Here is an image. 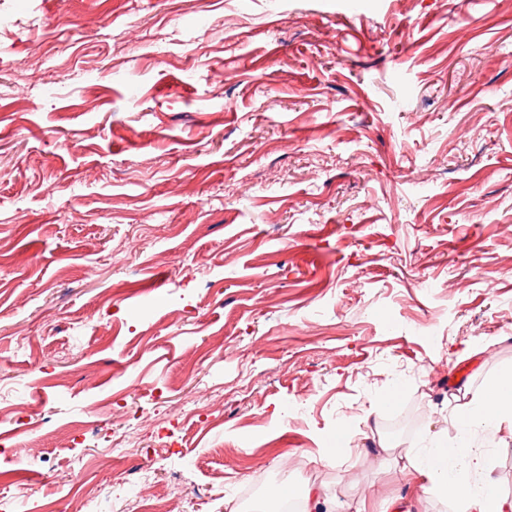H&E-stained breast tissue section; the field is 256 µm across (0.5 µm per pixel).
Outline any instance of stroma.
Listing matches in <instances>:
<instances>
[{
    "label": "stroma",
    "instance_id": "stroma-1",
    "mask_svg": "<svg viewBox=\"0 0 512 512\" xmlns=\"http://www.w3.org/2000/svg\"><path fill=\"white\" fill-rule=\"evenodd\" d=\"M510 365L512 0H0V512H454ZM448 413L458 430L456 442L448 448L432 443L434 448L414 454L408 461L410 473L450 500L457 512H511L512 500L497 492L486 452L475 446L473 435L479 432L491 445L504 430L512 433V367L501 370L470 393L463 406H453Z\"/></svg>",
    "mask_w": 512,
    "mask_h": 512
}]
</instances>
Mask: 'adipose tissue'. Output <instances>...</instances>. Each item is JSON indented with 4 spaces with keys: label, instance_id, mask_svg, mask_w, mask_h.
Instances as JSON below:
<instances>
[{
    "label": "adipose tissue",
    "instance_id": "1",
    "mask_svg": "<svg viewBox=\"0 0 512 512\" xmlns=\"http://www.w3.org/2000/svg\"><path fill=\"white\" fill-rule=\"evenodd\" d=\"M448 413L458 430L456 442L414 454L409 460L412 473L450 500L457 512H512V500L496 490L483 450L503 431H512V367L501 370Z\"/></svg>",
    "mask_w": 512,
    "mask_h": 512
}]
</instances>
